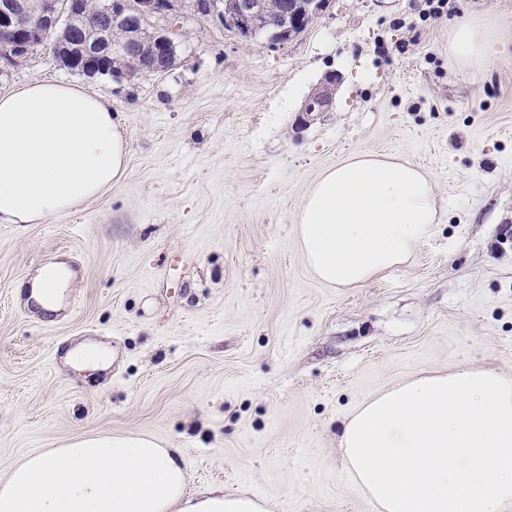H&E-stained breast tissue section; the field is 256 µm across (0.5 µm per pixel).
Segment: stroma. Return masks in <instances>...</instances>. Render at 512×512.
<instances>
[{
  "label": "stroma",
  "instance_id": "obj_1",
  "mask_svg": "<svg viewBox=\"0 0 512 512\" xmlns=\"http://www.w3.org/2000/svg\"><path fill=\"white\" fill-rule=\"evenodd\" d=\"M326 0L291 39H242L179 4L171 69L133 80L59 67L49 47L0 72L77 83L112 106L128 162L112 191L37 224L0 223V478L94 432L183 453L188 492H248L270 512H377L341 436L375 394L462 366L512 374V0ZM500 32L486 65L448 63V32ZM342 76L330 111L301 107ZM431 174L438 221L405 263L334 288L307 266L298 212L355 153ZM65 263L45 315L17 285ZM95 344L105 364L68 351Z\"/></svg>",
  "mask_w": 512,
  "mask_h": 512
}]
</instances>
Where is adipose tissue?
Wrapping results in <instances>:
<instances>
[{"mask_svg": "<svg viewBox=\"0 0 512 512\" xmlns=\"http://www.w3.org/2000/svg\"><path fill=\"white\" fill-rule=\"evenodd\" d=\"M494 32L451 28L448 63L487 61ZM128 141L90 90L33 80L0 95V223L31 224L111 190ZM438 216L419 165L356 154L308 188L297 239L321 282H369L407 262ZM349 472L379 512H512V376L429 372L358 408L341 437ZM177 450L143 435L94 434L25 456L0 480V512H265L250 493L188 495Z\"/></svg>", "mask_w": 512, "mask_h": 512, "instance_id": "obj_1", "label": "adipose tissue"}]
</instances>
